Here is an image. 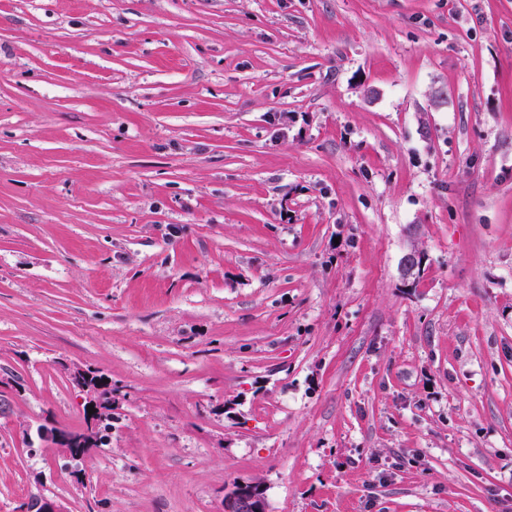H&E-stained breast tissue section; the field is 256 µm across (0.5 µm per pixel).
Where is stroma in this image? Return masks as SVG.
Listing matches in <instances>:
<instances>
[{
  "label": "stroma",
  "mask_w": 512,
  "mask_h": 512,
  "mask_svg": "<svg viewBox=\"0 0 512 512\" xmlns=\"http://www.w3.org/2000/svg\"><path fill=\"white\" fill-rule=\"evenodd\" d=\"M253 482L512 512V0H0V512ZM99 390H91L90 399L88 401L89 404L93 405L94 414H89V421L91 425L92 439L94 444H101L104 441V435L107 431H105L104 426L107 422H112V400L107 403V405H111V409L102 411L98 407V403L103 398L99 396ZM98 410V411H96ZM41 437L45 441H50L55 447L61 448L62 454L70 462L81 461L90 450L89 448H73V436L68 434V431H62L57 428L41 430Z\"/></svg>",
  "instance_id": "obj_1"
}]
</instances>
